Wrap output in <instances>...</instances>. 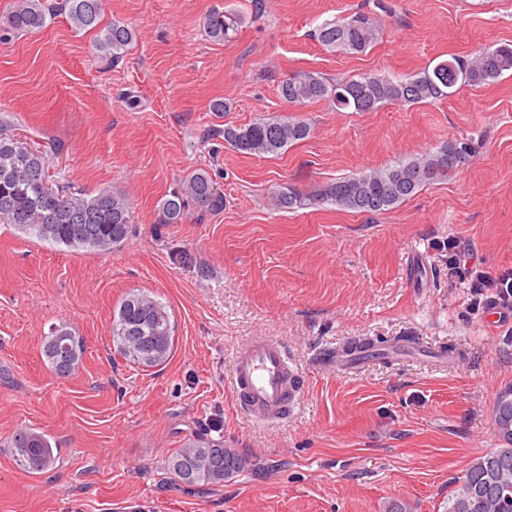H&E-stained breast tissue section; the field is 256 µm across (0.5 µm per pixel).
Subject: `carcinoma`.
<instances>
[{"mask_svg": "<svg viewBox=\"0 0 512 512\" xmlns=\"http://www.w3.org/2000/svg\"><path fill=\"white\" fill-rule=\"evenodd\" d=\"M56 11L66 14L76 30L96 32L98 57L116 64L127 52L135 33L120 21L106 26L102 21V0H16L3 28V38L13 33H32L45 27ZM245 15L230 9L213 11L204 29L213 41L225 42L237 35ZM377 18L356 13L344 22L327 20L316 39L327 50L362 54L378 40ZM512 71V47L483 49L467 59L452 58L403 77L363 74L356 78L329 81L319 72L300 71L280 84L283 101L302 105L328 101L338 110L371 112L383 103L417 105L442 100L458 86H477ZM311 127L300 120L260 119L247 126L224 128V142L248 155L278 154L293 143L309 137ZM473 149L466 141H450L439 150L415 156L392 167L359 176L340 177L322 184L313 193L282 187L271 193L276 210H300L332 204L357 213L376 214L413 196L422 186L442 180L467 165ZM224 195L204 169L191 172L174 188L159 207L160 224H181L190 211L219 212ZM0 223L74 249L108 252L120 246L130 233V205L120 192L103 189L96 194H62L51 185L46 155L11 133L0 123ZM150 337L148 348L131 338ZM173 328L165 306L144 293L123 299L112 321V341L124 359L145 367L164 364L173 349ZM85 351L82 337L65 325L51 329L45 337L43 354L52 372L73 374ZM493 422L501 447L474 458L460 484L448 500L447 512H512V389L497 398ZM9 451L16 463L30 472L55 468L58 448L43 433L31 429L16 432ZM248 458L237 448L197 438L177 449L168 460L171 479L182 482L180 472L192 473L188 488L215 486L241 472Z\"/></svg>", "mask_w": 512, "mask_h": 512, "instance_id": "1", "label": "carcinoma"}]
</instances>
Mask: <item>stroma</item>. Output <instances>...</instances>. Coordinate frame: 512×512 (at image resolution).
Listing matches in <instances>:
<instances>
[{
	"label": "stroma",
	"instance_id": "stroma-1",
	"mask_svg": "<svg viewBox=\"0 0 512 512\" xmlns=\"http://www.w3.org/2000/svg\"><path fill=\"white\" fill-rule=\"evenodd\" d=\"M367 52H331L324 21L377 12L375 0H103V23L135 40L118 64L97 57L94 32L65 16L0 41V119L46 150L54 186L121 192L128 239L109 252L70 249L0 223V512H447L468 464L499 447L498 395L512 388V311L489 316L471 272L512 269V73L442 100L372 112L279 96L300 71L342 79L404 76L452 56L512 44V0H385ZM247 19L211 41V9ZM229 103L211 111L213 100ZM277 117L311 135L278 155L235 151L220 135ZM471 141L448 178L394 208L360 214L325 204L296 212L272 191H315ZM224 194L215 214L161 224L158 206L195 169ZM459 255L449 260L446 243ZM146 293L174 328L170 359L143 367L121 357L112 320ZM85 341L78 370L53 374L42 354L51 327ZM255 336L287 349L303 384L299 411L251 422L226 371ZM413 336L421 350L363 361L344 373L320 353L371 338ZM452 346L457 357L436 361ZM30 428L60 450L32 474L8 450ZM252 462L206 489L171 482L167 460L197 437Z\"/></svg>",
	"mask_w": 512,
	"mask_h": 512
}]
</instances>
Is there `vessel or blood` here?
Listing matches in <instances>:
<instances>
[{"mask_svg":"<svg viewBox=\"0 0 512 512\" xmlns=\"http://www.w3.org/2000/svg\"><path fill=\"white\" fill-rule=\"evenodd\" d=\"M230 383L236 407L256 423L279 420L301 401L299 377L286 348L264 336L248 340L237 350Z\"/></svg>","mask_w":512,"mask_h":512,"instance_id":"1","label":"vessel or blood"}]
</instances>
